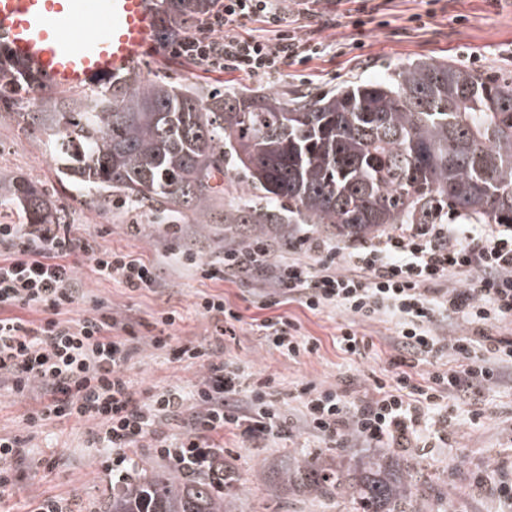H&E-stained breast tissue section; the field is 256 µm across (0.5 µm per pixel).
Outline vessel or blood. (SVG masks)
Returning a JSON list of instances; mask_svg holds the SVG:
<instances>
[{
	"mask_svg": "<svg viewBox=\"0 0 512 512\" xmlns=\"http://www.w3.org/2000/svg\"><path fill=\"white\" fill-rule=\"evenodd\" d=\"M158 19L159 0H0V48L54 89L125 87Z\"/></svg>",
	"mask_w": 512,
	"mask_h": 512,
	"instance_id": "1",
	"label": "vessel or blood"
}]
</instances>
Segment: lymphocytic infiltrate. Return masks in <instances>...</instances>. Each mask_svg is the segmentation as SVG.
Masks as SVG:
<instances>
[{
	"instance_id": "f902f5d3",
	"label": "lymphocytic infiltrate",
	"mask_w": 512,
	"mask_h": 512,
	"mask_svg": "<svg viewBox=\"0 0 512 512\" xmlns=\"http://www.w3.org/2000/svg\"><path fill=\"white\" fill-rule=\"evenodd\" d=\"M264 24L262 35L242 37L240 21ZM327 48L304 40L280 0H224L195 35L173 44L175 55L214 68L254 75L279 71ZM313 260L267 265L265 245L225 249L222 259L203 262L198 253L176 251L173 261L211 281L259 277L269 283L261 305L295 303L309 312L337 309V348L365 356L374 347L359 325L389 322L400 368L392 377L374 378L369 393L312 382L295 386L309 428L333 446L354 437L389 448L417 447L429 423L448 428L458 402L482 416L481 398L499 385L500 367L512 363V341L489 336L493 325L512 318L511 224H397L351 252L329 243L313 244ZM89 254L92 271L121 281L130 290L153 287V266L109 247L88 249L68 224H0V384L18 396H31L28 423L75 420L93 426L96 441L116 455L151 440L153 448L178 464H204L212 434L259 441L281 433L289 422L276 402L279 383L266 377L257 387L249 375L221 358L214 345L232 332L240 314L220 293H202L196 311L213 324L211 339L189 340L178 348L181 360L199 365L190 387L172 385L141 398L129 377L139 323L118 318L109 300L88 298L71 255ZM88 303L82 318L71 309ZM20 309L41 311L42 319L17 317ZM464 328L448 335L451 326ZM258 331L270 349L291 359L318 353L317 339L302 333L290 315L262 320ZM455 356V366L416 377L423 359ZM179 421L182 437L171 444L160 437L164 422Z\"/></svg>"
}]
</instances>
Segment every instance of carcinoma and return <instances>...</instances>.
I'll return each instance as SVG.
<instances>
[{
  "label": "carcinoma",
  "mask_w": 512,
  "mask_h": 512,
  "mask_svg": "<svg viewBox=\"0 0 512 512\" xmlns=\"http://www.w3.org/2000/svg\"><path fill=\"white\" fill-rule=\"evenodd\" d=\"M186 24L217 0H166ZM47 91L0 60V96ZM33 125L66 161L64 176L132 205H210L214 173L229 177L226 224H327L352 237L391 224H512V77L417 60L386 78L289 99L258 89L206 91L166 82L108 85ZM29 224H57L38 183L8 187ZM108 512H235L224 455L176 476L134 464ZM269 491L340 497L345 512H428L432 478L391 451L347 467L320 453L285 461Z\"/></svg>",
  "instance_id": "1"
}]
</instances>
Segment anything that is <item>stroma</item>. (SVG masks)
I'll use <instances>...</instances> for the list:
<instances>
[{"label": "stroma", "instance_id": "1", "mask_svg": "<svg viewBox=\"0 0 512 512\" xmlns=\"http://www.w3.org/2000/svg\"><path fill=\"white\" fill-rule=\"evenodd\" d=\"M353 7L352 0H319L317 17L297 21L296 28L299 33H313L331 44V52L289 64L266 76L198 66L170 55L168 47L160 44L151 49L135 78L144 83L161 80L199 88H259L294 98L382 79L418 59L446 60L461 69L487 75H512V0H438L430 10L422 0H390L380 20L362 26L348 15ZM414 13L421 14V27L410 23ZM85 97L82 89H52L38 100L0 102V183L5 185L20 177L37 181L58 207L62 223L72 225L77 236L96 247L122 249L158 269L154 291L132 292L120 281L105 280L93 273L81 254L76 259L77 276L86 293L110 300L119 315L146 323L154 311L176 306L183 320L175 330L174 345L207 338L210 325L196 313L194 302L204 291L223 294L242 316L233 335L224 339L225 360L250 372L253 385L275 375L281 383L280 406L296 416L302 407L289 397L296 383L341 386L350 381L362 393L374 376L393 370L391 324L360 326V333L370 336L376 345L374 355L360 359L343 354L334 343L336 328L343 321L339 310L312 313L289 305L287 311L300 322L303 334L321 342L318 354L292 360L260 340L254 323L271 317L272 312L260 307L256 283L239 279L213 282L164 259L170 247L200 252L208 260L222 255L227 244L251 240L252 225L224 221L225 175H217L214 180L217 192L205 219L185 208L172 213L163 208L140 209L116 200L104 204L98 191L76 189L64 177L63 163L47 153L44 138L29 115L66 112ZM132 224L140 225L139 233L129 232ZM262 234L273 245L277 260L287 258L289 244L303 236L349 250L362 242L358 236L338 237L334 229L322 224H266ZM199 373V366L178 360L172 347L156 349L141 342L129 376L134 391L144 397L170 385H190ZM503 373L502 383L485 392L484 414L478 423L469 422L467 404H458L454 427L430 435L422 447L405 453L411 463L434 476L438 490L448 498V512H502L503 506L492 489L476 492L471 482L482 471H512V365H505ZM26 409V401L7 386H0V436L18 438L24 445L15 491L4 504L6 512H31L36 498L44 496L69 500L75 512H102L113 489L132 476L133 462L165 467L170 464L169 459L160 458L144 443L136 448L133 462L112 465L110 455L98 448L91 424L68 420L33 427L24 419ZM215 444L238 479L244 512H339L333 497L268 496L265 487L272 471L298 451H321L329 463L340 465L353 458H370L381 450L379 444L357 440L342 448L329 446L301 422L292 432L261 443L228 435L216 439Z\"/></svg>", "mask_w": 512, "mask_h": 512}]
</instances>
